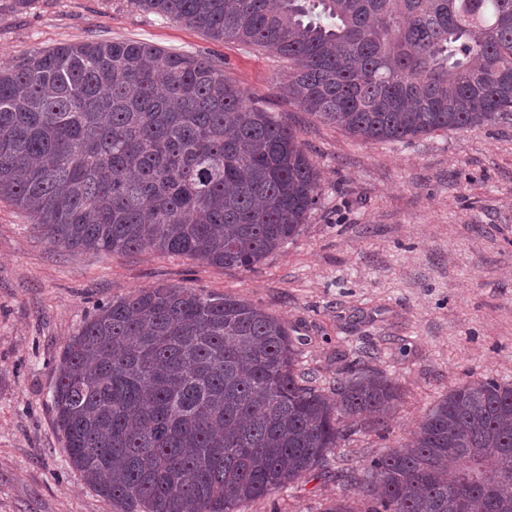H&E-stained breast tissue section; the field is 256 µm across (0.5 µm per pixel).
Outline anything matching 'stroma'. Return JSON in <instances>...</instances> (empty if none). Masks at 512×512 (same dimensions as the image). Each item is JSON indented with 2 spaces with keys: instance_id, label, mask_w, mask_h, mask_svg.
Masks as SVG:
<instances>
[{
  "instance_id": "stroma-1",
  "label": "stroma",
  "mask_w": 512,
  "mask_h": 512,
  "mask_svg": "<svg viewBox=\"0 0 512 512\" xmlns=\"http://www.w3.org/2000/svg\"><path fill=\"white\" fill-rule=\"evenodd\" d=\"M131 39L198 53L298 134L322 195L300 235L253 270L182 256L50 245L0 201V512H115L69 467L51 409L58 357L97 306L157 284L232 295L283 319L314 384L359 359L401 392L383 433L353 435L328 465L241 512H322L465 382L512 383V121L409 142H360L290 105L288 65L216 41L132 0H0V66L63 43Z\"/></svg>"
}]
</instances>
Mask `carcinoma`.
Instances as JSON below:
<instances>
[{"mask_svg":"<svg viewBox=\"0 0 512 512\" xmlns=\"http://www.w3.org/2000/svg\"><path fill=\"white\" fill-rule=\"evenodd\" d=\"M288 62V102L360 141L512 120V0H134ZM321 195L295 130L213 61L87 39L0 68V201L49 242L250 271ZM400 399L352 365L324 391L288 326L173 285L99 307L61 353L52 411L70 465L119 512H240L316 471ZM365 512H512V383L451 390L355 480Z\"/></svg>","mask_w":512,"mask_h":512,"instance_id":"cac0c4a2","label":"carcinoma"}]
</instances>
